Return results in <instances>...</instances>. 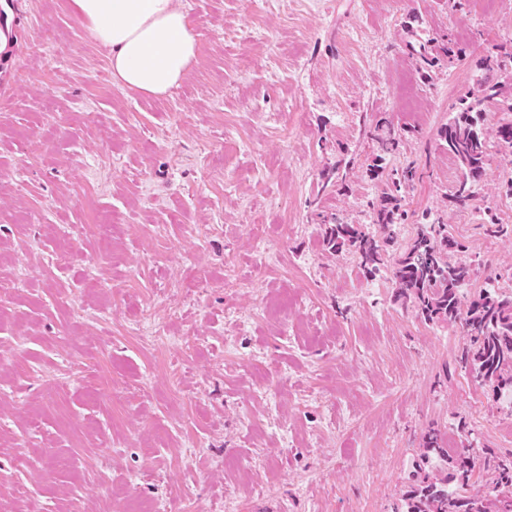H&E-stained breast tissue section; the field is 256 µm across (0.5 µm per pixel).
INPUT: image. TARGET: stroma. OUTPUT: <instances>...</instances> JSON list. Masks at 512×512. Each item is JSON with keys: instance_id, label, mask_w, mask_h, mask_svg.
Returning <instances> with one entry per match:
<instances>
[{"instance_id": "35a3bbf8", "label": "stroma", "mask_w": 512, "mask_h": 512, "mask_svg": "<svg viewBox=\"0 0 512 512\" xmlns=\"http://www.w3.org/2000/svg\"><path fill=\"white\" fill-rule=\"evenodd\" d=\"M179 3L196 61L155 96L70 0H0V512H392L431 427L487 492L512 402L456 366L458 326L324 235L367 223L356 128L386 121L421 172L410 208L469 247L462 297L512 267V232L449 207L437 136L486 50L512 80V0Z\"/></svg>"}]
</instances>
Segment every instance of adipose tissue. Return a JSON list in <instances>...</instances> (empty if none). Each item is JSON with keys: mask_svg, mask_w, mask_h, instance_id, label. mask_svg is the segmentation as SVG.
Masks as SVG:
<instances>
[{"mask_svg": "<svg viewBox=\"0 0 512 512\" xmlns=\"http://www.w3.org/2000/svg\"><path fill=\"white\" fill-rule=\"evenodd\" d=\"M71 7L125 87L163 95L194 64L197 40L178 0H71Z\"/></svg>", "mask_w": 512, "mask_h": 512, "instance_id": "1", "label": "adipose tissue"}]
</instances>
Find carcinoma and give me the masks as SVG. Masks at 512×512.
<instances>
[{
	"instance_id": "carcinoma-1",
	"label": "carcinoma",
	"mask_w": 512,
	"mask_h": 512,
	"mask_svg": "<svg viewBox=\"0 0 512 512\" xmlns=\"http://www.w3.org/2000/svg\"><path fill=\"white\" fill-rule=\"evenodd\" d=\"M498 55L482 61L478 88L458 98L454 115L440 128L438 137L457 160L461 174L448 194L456 209H471L477 187L490 160L489 133L484 104L493 102L503 112H512V84L502 81ZM378 152L366 159V172L380 180L378 195L368 202L373 230L358 224L335 222L327 227V244L336 255L350 253L366 277L387 274L397 299L412 305L430 323H456L469 344L458 365L473 374L493 400L512 394V289L484 288L462 305L461 290L474 276L468 247L441 222L419 216L416 233L399 242L395 228L412 213L406 193L416 179L411 166L388 167L386 156L396 151L398 139L391 132L370 133ZM482 222L492 233L504 231L497 210H481ZM492 487L486 494L463 496L448 486L469 485L473 465L468 449L448 447L440 431L431 428L422 437L420 462L409 478L408 490L395 512H512V502L501 495L512 494V459L490 456Z\"/></svg>"
}]
</instances>
